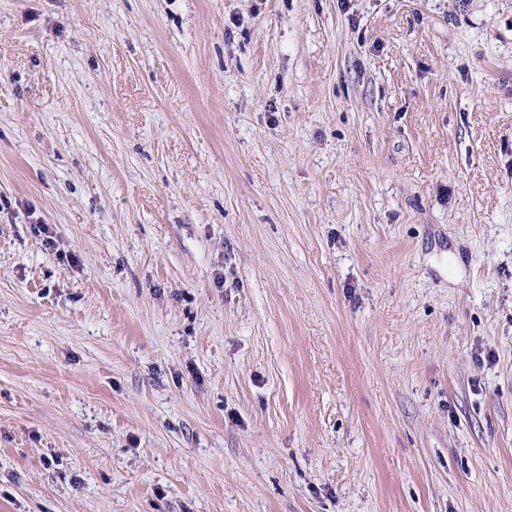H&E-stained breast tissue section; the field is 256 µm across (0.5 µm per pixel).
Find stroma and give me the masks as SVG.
Returning <instances> with one entry per match:
<instances>
[{"instance_id": "obj_1", "label": "stroma", "mask_w": 512, "mask_h": 512, "mask_svg": "<svg viewBox=\"0 0 512 512\" xmlns=\"http://www.w3.org/2000/svg\"><path fill=\"white\" fill-rule=\"evenodd\" d=\"M0 512H512V0H0Z\"/></svg>"}]
</instances>
